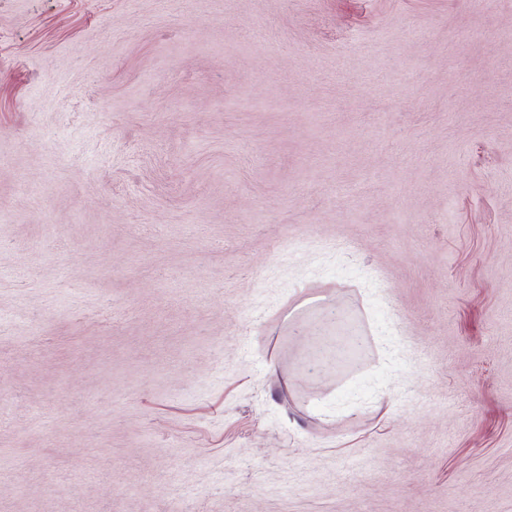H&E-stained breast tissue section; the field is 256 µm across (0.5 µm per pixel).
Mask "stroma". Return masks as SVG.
Listing matches in <instances>:
<instances>
[{
    "label": "stroma",
    "instance_id": "1",
    "mask_svg": "<svg viewBox=\"0 0 512 512\" xmlns=\"http://www.w3.org/2000/svg\"><path fill=\"white\" fill-rule=\"evenodd\" d=\"M0 399V512H512V0H0Z\"/></svg>",
    "mask_w": 512,
    "mask_h": 512
}]
</instances>
